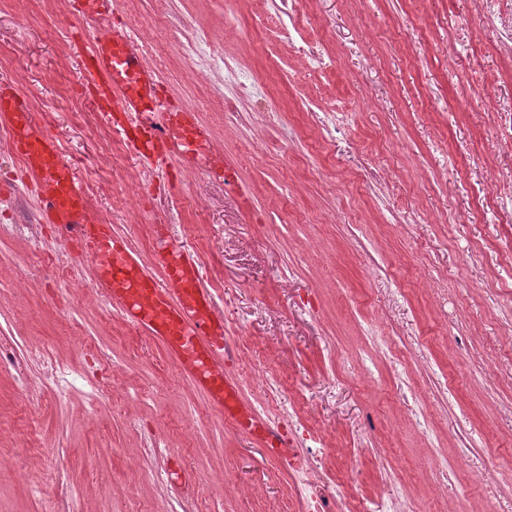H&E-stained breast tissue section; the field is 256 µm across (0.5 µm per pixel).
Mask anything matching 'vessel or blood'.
Returning a JSON list of instances; mask_svg holds the SVG:
<instances>
[{
  "label": "vessel or blood",
  "instance_id": "vessel-or-blood-1",
  "mask_svg": "<svg viewBox=\"0 0 512 512\" xmlns=\"http://www.w3.org/2000/svg\"><path fill=\"white\" fill-rule=\"evenodd\" d=\"M111 7V0H70L69 13L88 23ZM75 55L92 59L89 84L97 98L111 100L114 111L120 112L129 138L156 159L176 156L188 164L198 163L195 146L204 141V130L190 114L177 110L129 40L86 34L77 37ZM175 122L185 132L177 142L168 135ZM0 128L8 131L24 160L42 223L66 228L84 243L97 288L127 321L164 345L181 372L207 392L226 421L259 438L272 453H281L273 428L242 406L236 386L224 376V364L231 359L224 320L212 294L201 287L196 260L183 242L165 236L155 264L166 280L157 282L129 242L86 209L84 181L44 133L26 100L7 83L0 85Z\"/></svg>",
  "mask_w": 512,
  "mask_h": 512
}]
</instances>
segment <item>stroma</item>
<instances>
[{
    "label": "stroma",
    "instance_id": "obj_1",
    "mask_svg": "<svg viewBox=\"0 0 512 512\" xmlns=\"http://www.w3.org/2000/svg\"><path fill=\"white\" fill-rule=\"evenodd\" d=\"M162 26L164 89L236 167L247 200L223 179L182 184L170 166L139 219L119 195L99 206L138 250L167 218L187 246L206 245V277L223 281L228 336L247 342L226 365L248 409L276 376L283 408L313 431L310 453L340 487L339 512L398 498L406 512H512V0H298L294 18L263 0H173ZM295 26L331 59L311 69L283 40ZM223 32L210 56L199 30ZM45 0H0V59L55 106L44 130L78 176L99 147L95 108L74 119L81 61L53 66L74 35ZM223 71L184 81L186 65ZM267 110L254 112L247 84ZM238 110L223 126V103ZM208 197L206 214L191 200ZM22 306L29 318L12 322ZM113 312L59 302L50 287L14 295L0 283V328L20 356L49 346L64 369L33 414L34 448L0 446V512H151L154 476L180 473L202 512H268L285 498L288 465L240 434L145 332ZM114 362L109 384L84 360L72 327ZM196 419L186 451L181 420ZM28 475L19 483L17 470ZM256 488L245 497L242 486Z\"/></svg>",
    "mask_w": 512,
    "mask_h": 512
}]
</instances>
